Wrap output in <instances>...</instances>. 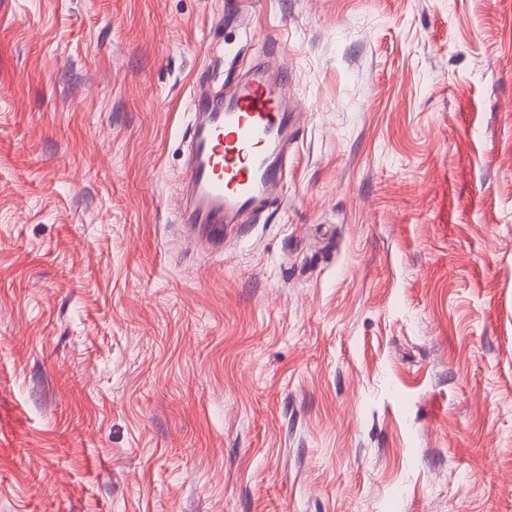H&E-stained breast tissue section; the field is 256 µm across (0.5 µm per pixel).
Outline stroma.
<instances>
[{
	"label": "stroma",
	"instance_id": "stroma-1",
	"mask_svg": "<svg viewBox=\"0 0 512 512\" xmlns=\"http://www.w3.org/2000/svg\"><path fill=\"white\" fill-rule=\"evenodd\" d=\"M260 60L213 254L190 101ZM0 512H512V0H0ZM288 83L285 73L272 80L258 73L229 100L220 92L192 98L194 125L176 221L208 249H223L224 228L272 196L288 173L282 152L292 119Z\"/></svg>",
	"mask_w": 512,
	"mask_h": 512
}]
</instances>
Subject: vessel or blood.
Returning a JSON list of instances; mask_svg holds the SVG:
<instances>
[{"mask_svg": "<svg viewBox=\"0 0 512 512\" xmlns=\"http://www.w3.org/2000/svg\"><path fill=\"white\" fill-rule=\"evenodd\" d=\"M191 110L176 221L187 237L216 250L224 246L225 227L272 196L288 173L282 152L292 119L288 76H251L229 98L194 95Z\"/></svg>", "mask_w": 512, "mask_h": 512, "instance_id": "1", "label": "vessel or blood"}]
</instances>
